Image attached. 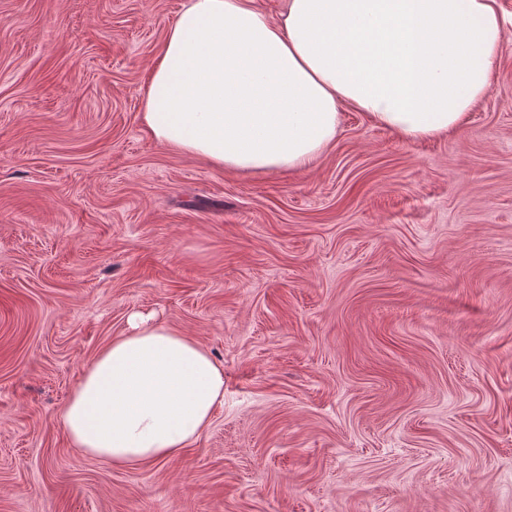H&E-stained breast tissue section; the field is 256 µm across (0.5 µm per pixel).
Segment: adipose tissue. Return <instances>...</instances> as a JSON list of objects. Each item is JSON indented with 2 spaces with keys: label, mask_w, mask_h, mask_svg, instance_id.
Masks as SVG:
<instances>
[{
  "label": "adipose tissue",
  "mask_w": 512,
  "mask_h": 512,
  "mask_svg": "<svg viewBox=\"0 0 512 512\" xmlns=\"http://www.w3.org/2000/svg\"><path fill=\"white\" fill-rule=\"evenodd\" d=\"M512 36L498 0H184L148 71L142 123L214 166L308 167L341 105L402 139L455 131L491 91ZM62 415L82 453L120 467L179 455L224 404V370L182 331L132 313Z\"/></svg>",
  "instance_id": "obj_1"
}]
</instances>
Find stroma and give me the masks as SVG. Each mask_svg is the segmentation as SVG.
<instances>
[{"mask_svg": "<svg viewBox=\"0 0 512 512\" xmlns=\"http://www.w3.org/2000/svg\"><path fill=\"white\" fill-rule=\"evenodd\" d=\"M181 4L0 0V512H512V40L454 133L247 176L141 122ZM135 311L224 405L119 469L62 414Z\"/></svg>", "mask_w": 512, "mask_h": 512, "instance_id": "1", "label": "stroma"}]
</instances>
